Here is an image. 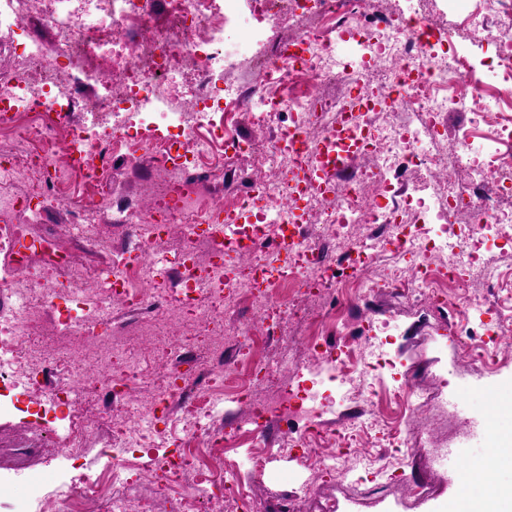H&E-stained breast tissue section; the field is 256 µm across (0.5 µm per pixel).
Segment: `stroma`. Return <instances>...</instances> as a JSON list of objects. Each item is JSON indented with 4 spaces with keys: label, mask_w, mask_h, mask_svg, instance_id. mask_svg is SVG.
<instances>
[{
    "label": "stroma",
    "mask_w": 512,
    "mask_h": 512,
    "mask_svg": "<svg viewBox=\"0 0 512 512\" xmlns=\"http://www.w3.org/2000/svg\"><path fill=\"white\" fill-rule=\"evenodd\" d=\"M341 314L351 332L383 319L394 320V336L374 352L380 364L375 384L391 387L404 377L414 378L430 394L422 419L433 421L439 435L449 437L450 447L456 448L459 456L485 454L489 448L484 433L487 424H495L499 431L512 436V366L490 375L481 367L458 361L455 336L448 322L422 304L389 299L369 308L348 306ZM487 386L495 390L489 399L480 394ZM55 416L51 398H44L42 407L36 410L27 404L24 384H0V474L11 481L10 487H0V512H24L27 482H39L48 491L56 482L69 479L71 463L66 451L39 454L29 444L30 423L46 424ZM363 454L365 461L353 478L321 484L322 502L337 503L339 512H448L458 495L461 470L452 465L431 467L428 449H418L409 460L387 447L367 448ZM410 476L430 485L429 497L418 501L406 497L402 480ZM310 479L300 453L274 460L260 481L261 512H273L284 495L301 493ZM358 481L386 483L385 496L359 499L354 487Z\"/></svg>",
    "instance_id": "obj_1"
}]
</instances>
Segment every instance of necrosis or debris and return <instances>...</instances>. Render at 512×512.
I'll use <instances>...</instances> for the list:
<instances>
[{"label":"necrosis or debris","instance_id":"4bbe7bcc","mask_svg":"<svg viewBox=\"0 0 512 512\" xmlns=\"http://www.w3.org/2000/svg\"><path fill=\"white\" fill-rule=\"evenodd\" d=\"M489 1L448 0L444 25L437 0H0L21 32L0 45V376L65 407V447L105 448L27 512H156L118 493L135 475L180 512H254L278 453L305 449L317 479L374 435L441 453L414 386L371 408L390 321L360 341L336 306L425 304L454 316L462 362L503 363L488 339L512 334V265L480 252L512 257V36L491 70L448 51ZM138 164L158 178L136 192L114 172ZM274 419L294 424L275 449ZM243 447L249 476L229 474ZM102 447L101 443L92 442L86 444L84 448H78L76 466L82 465L84 471L88 473L99 470L104 464V458L101 454Z\"/></svg>","mask_w":512,"mask_h":512}]
</instances>
